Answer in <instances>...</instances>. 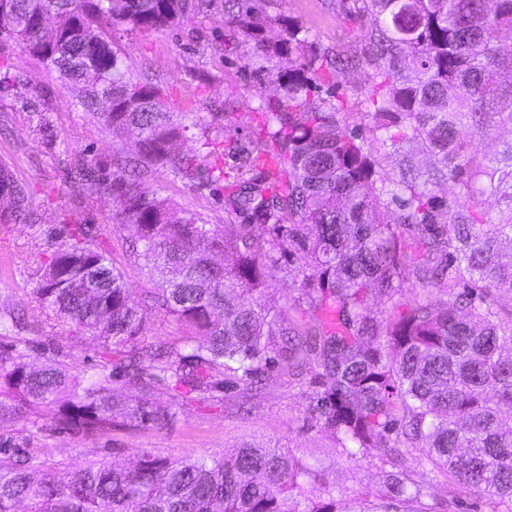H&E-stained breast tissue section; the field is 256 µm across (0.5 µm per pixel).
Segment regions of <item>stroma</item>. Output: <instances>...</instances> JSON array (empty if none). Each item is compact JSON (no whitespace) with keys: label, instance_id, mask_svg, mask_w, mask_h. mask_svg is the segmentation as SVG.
<instances>
[{"label":"stroma","instance_id":"obj_1","mask_svg":"<svg viewBox=\"0 0 512 512\" xmlns=\"http://www.w3.org/2000/svg\"><path fill=\"white\" fill-rule=\"evenodd\" d=\"M261 13L272 24L288 19L298 22L319 53L349 54L359 48L370 21L354 0H258ZM228 28L223 10L191 16L181 27L149 30L121 37L120 63L132 76L149 73L173 101L191 113L193 127L184 149H199L206 130L223 131L241 143L260 139L266 129V108L277 107L281 86L273 77L258 76L245 59L242 43L226 45ZM22 72L26 85L0 90V162L14 175L30 183L33 207L39 213L34 224H12L0 215V309L31 313L32 290L37 273L64 236V221L96 225L99 240L123 266L131 287H151L146 269L125 262L126 231L114 223L112 206L95 201L73 208L67 184V168L79 155L109 157L118 149L134 148L132 137H112L99 115L85 111L72 93L27 52L16 49L0 55V76ZM371 82L364 68L333 71L317 82L315 97L335 95L345 103L340 130L356 131L370 138L366 115ZM180 206L198 213L209 224L224 221L218 191L198 189L157 171L145 184ZM289 352H279L275 365L264 375L257 396L258 408L249 414L229 413L223 403L195 400L177 410L167 429L121 427L95 437L77 438L56 431L54 414L44 410L32 427L33 444L40 448L38 464L51 467L57 477L78 465L109 460L122 465L135 459L140 448H153L164 456L224 454L243 442L270 438L307 458L320 471V483L341 490L350 498L374 499L388 472L378 458L354 462L336 452L332 437L311 425L309 400L296 377L288 372ZM453 485L444 477L424 487L426 501L438 512H484L480 497H453Z\"/></svg>","mask_w":512,"mask_h":512}]
</instances>
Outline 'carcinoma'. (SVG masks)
Returning a JSON list of instances; mask_svg holds the SVG:
<instances>
[{
    "mask_svg": "<svg viewBox=\"0 0 512 512\" xmlns=\"http://www.w3.org/2000/svg\"><path fill=\"white\" fill-rule=\"evenodd\" d=\"M215 0H0L11 18L0 55L19 46L59 73L109 132L132 131L137 147L84 158L67 173L80 204L112 199L128 232V262L153 287H130L89 224L41 267L31 321L68 334L34 340L14 313H0V512H435L421 478L402 466L417 452L456 490L484 495L488 512L512 509V142L474 164L477 139L497 124L502 70L512 73V0H361L371 20L350 65L371 69L370 144L337 130L341 100L312 97L332 60L309 52L294 22L274 29L256 0H225L227 25L245 37L271 73L274 58L296 56L282 101L266 112V140L242 150L224 183V140L199 151L177 142L189 130L178 106L151 81L122 71L117 37L176 28ZM430 158L422 168L412 148ZM399 158L397 169L383 162ZM164 170L185 183L224 184V223L208 224L169 197L145 190ZM13 221L35 224L29 186L13 178ZM450 179L459 193L440 197ZM504 204L489 224L469 200ZM293 276V305L312 312L295 323L264 301L268 283ZM410 289L398 308H373ZM174 319L189 336L177 346L147 344L141 308ZM89 336L100 364L70 373L71 340ZM314 353L296 363L319 385L309 396L315 425L350 459L371 453L396 471L375 500L312 496L316 470L279 443H242L229 457H164L138 449L132 468L107 461L76 467L64 481L31 467L40 449L24 425L55 407V427L73 436L105 434L124 420L163 429L177 414L155 395L214 398L249 411L256 383L279 351Z\"/></svg>",
    "mask_w": 512,
    "mask_h": 512,
    "instance_id": "carcinoma-1",
    "label": "carcinoma"
}]
</instances>
